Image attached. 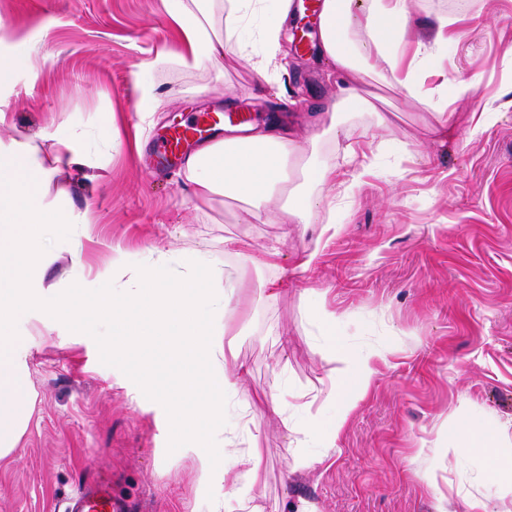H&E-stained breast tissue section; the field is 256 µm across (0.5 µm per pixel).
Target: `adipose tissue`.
Segmentation results:
<instances>
[{
    "mask_svg": "<svg viewBox=\"0 0 512 512\" xmlns=\"http://www.w3.org/2000/svg\"><path fill=\"white\" fill-rule=\"evenodd\" d=\"M413 0H322L319 13L320 49L333 65L339 99L320 133L307 142L296 140L279 117L253 125L244 137H217L187 156L184 179L196 199L214 196L242 201L248 220H260L271 200L288 198L290 224H311L316 209L335 213L338 197L352 194L362 172H342L326 160L320 144L338 137L340 117L348 111L371 112L375 106L365 81L413 98L421 97L420 75L425 46L412 58L402 52L413 17ZM295 13L293 0H170V14L179 24L187 48L176 61L193 70L209 64L230 68L247 60L256 74L269 77L281 46L285 24ZM91 132L75 130L53 157L40 156L30 137L14 140L0 152V459L16 453L27 431L37 395L29 382L28 347L7 337L22 310L41 312L69 324L112 320V348L125 356L142 355L137 382L149 389L154 411L170 440L172 459L192 456L199 484L224 481V512H264L252 494L262 470L257 435L249 433L237 403L241 375L237 349L230 340L226 314L239 292V281L209 253H146L131 259L116 250L91 309L76 310L54 284L33 280V269L55 261L45 244L48 220L80 224L74 209L49 214L45 198L55 178L66 169L86 166L84 145ZM336 377L323 403L340 402L329 424L310 416L303 431L320 447H334L349 413L369 389L375 357H355L337 349ZM206 401H195L199 387ZM246 432L248 450L224 448L216 454L204 445L226 427ZM474 445L490 450L491 480L512 491V456L494 453L496 435L472 425Z\"/></svg>",
    "mask_w": 512,
    "mask_h": 512,
    "instance_id": "ef3b65f1",
    "label": "adipose tissue"
}]
</instances>
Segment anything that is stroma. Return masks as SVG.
I'll list each match as a JSON object with an SVG mask.
<instances>
[{"mask_svg":"<svg viewBox=\"0 0 512 512\" xmlns=\"http://www.w3.org/2000/svg\"><path fill=\"white\" fill-rule=\"evenodd\" d=\"M466 17L457 43L428 59L425 101L380 88L378 113L350 112L345 132L325 155L343 170L374 166L348 206L343 229L318 265H296L322 223L288 224L272 203L257 224H240V201L191 198L182 167L155 175L159 134L199 112L246 110L253 121L280 116L299 138L317 130L338 89L331 65L315 48L317 26L288 24L276 78L246 62L223 72L194 71L159 54L181 43L167 0H0V53L27 39L37 51L10 88L0 91V145L34 137L42 155L60 150L73 128L114 136L113 149L91 150L86 167L57 176L54 189L88 214L85 236L73 225H49L57 262L46 279L77 309L107 287L113 246L131 257L206 243L235 264L223 238L274 246L280 267L239 268L241 288L228 309L244 389L258 397L287 389V419L257 417L265 470L254 494L266 512H512V495L487 478V459L466 432L448 436L449 416L494 429L498 451L512 453V0H416L410 44L429 41L437 16ZM307 28L309 51L293 36ZM150 78L161 107L143 111L134 84ZM476 83L467 98L449 96L453 80ZM447 99L448 132L429 138L433 104ZM388 123L380 125L377 116ZM287 276L275 299L263 280ZM307 288L327 290L338 321L321 335ZM29 348L37 405L17 453L0 460V512H65L75 487L115 474L117 491L150 501L152 512H210L216 488L200 486L192 458L170 460L152 396L134 366L112 350V328L63 324L34 311L9 331ZM386 359L336 440L326 450L304 440L297 403L328 387L334 362L327 345ZM458 456L433 458L435 448ZM315 458L293 467L295 455Z\"/></svg>","mask_w":512,"mask_h":512,"instance_id":"35a3bbf8","label":"stroma"}]
</instances>
